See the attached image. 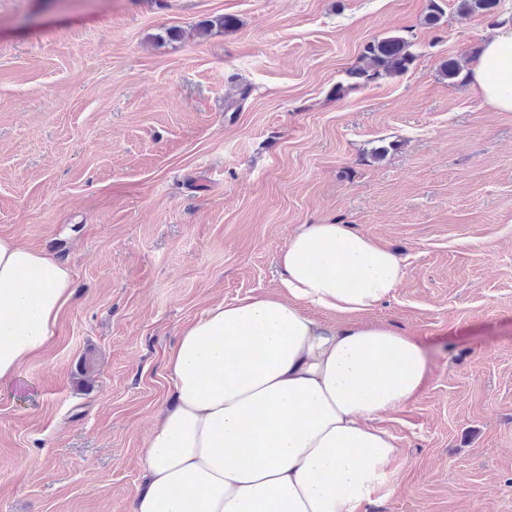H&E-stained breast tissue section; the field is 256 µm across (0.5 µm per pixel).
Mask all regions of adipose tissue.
I'll use <instances>...</instances> for the list:
<instances>
[{
  "mask_svg": "<svg viewBox=\"0 0 512 512\" xmlns=\"http://www.w3.org/2000/svg\"><path fill=\"white\" fill-rule=\"evenodd\" d=\"M470 80L512 112V26L484 43ZM278 261L284 295L213 305L168 352L173 398L141 450L130 512H368L393 478L398 448L378 421L420 389L427 353L343 317L392 296L401 260L335 222L299 225ZM70 283L51 254L0 237V384L50 344Z\"/></svg>",
  "mask_w": 512,
  "mask_h": 512,
  "instance_id": "ef3b65f1",
  "label": "adipose tissue"
}]
</instances>
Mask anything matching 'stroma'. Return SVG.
<instances>
[{
    "label": "stroma",
    "mask_w": 512,
    "mask_h": 512,
    "mask_svg": "<svg viewBox=\"0 0 512 512\" xmlns=\"http://www.w3.org/2000/svg\"><path fill=\"white\" fill-rule=\"evenodd\" d=\"M438 2L431 26L429 0H0V236L72 276L0 385V512H130L182 328L280 294L289 235L333 222L402 259L365 320L429 355L381 422L400 455L370 512H512V112L465 82L512 0ZM389 36L408 71L354 83Z\"/></svg>",
    "instance_id": "1"
}]
</instances>
